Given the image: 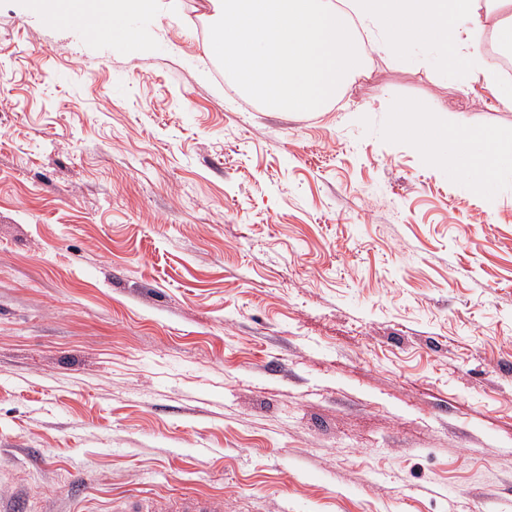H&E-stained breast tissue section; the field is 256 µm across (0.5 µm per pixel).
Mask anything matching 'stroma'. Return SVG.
Returning <instances> with one entry per match:
<instances>
[{"label": "stroma", "mask_w": 512, "mask_h": 512, "mask_svg": "<svg viewBox=\"0 0 512 512\" xmlns=\"http://www.w3.org/2000/svg\"><path fill=\"white\" fill-rule=\"evenodd\" d=\"M56 26L0 0V512H512V174L395 139L512 109L380 48L326 112L205 52L208 0ZM392 130L399 139L413 142L420 147L423 160L439 166L440 171L460 175L489 188L494 178L502 171L512 172V141L502 143L490 131L476 129L470 132L473 148L468 150V139L451 141V147L458 153L448 151L451 131L448 123L442 122L429 112L408 103H401L391 118ZM431 132L433 139L422 138L424 132ZM447 143V148L445 147ZM224 502L211 497H175L167 501L166 512H222Z\"/></svg>", "instance_id": "1"}]
</instances>
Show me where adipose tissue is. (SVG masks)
Returning <instances> with one entry per match:
<instances>
[{
  "label": "adipose tissue",
  "instance_id": "obj_1",
  "mask_svg": "<svg viewBox=\"0 0 512 512\" xmlns=\"http://www.w3.org/2000/svg\"><path fill=\"white\" fill-rule=\"evenodd\" d=\"M206 52L221 61L238 87L276 112H322L368 67L375 46L454 47L449 66L465 63L498 104L512 108V85L482 59L475 34L483 16L512 20V0H210ZM113 38L144 47L121 24L127 14H151L156 0H103ZM397 138L420 147L426 163L489 187L512 172V142L490 131H471L472 149L446 147L447 123L408 103L391 118Z\"/></svg>",
  "mask_w": 512,
  "mask_h": 512
}]
</instances>
